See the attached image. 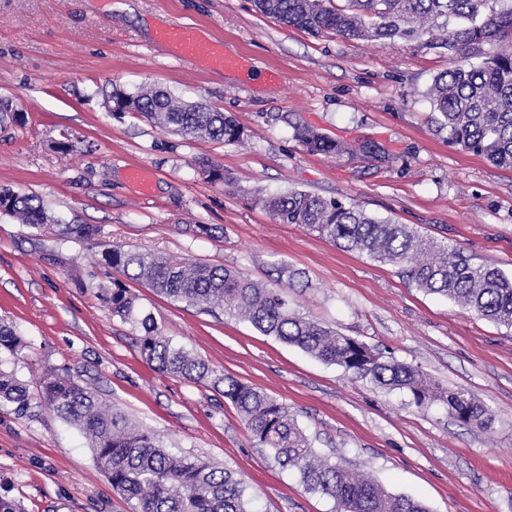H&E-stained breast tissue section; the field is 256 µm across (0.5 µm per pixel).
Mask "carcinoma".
<instances>
[{
  "label": "carcinoma",
  "instance_id": "carcinoma-1",
  "mask_svg": "<svg viewBox=\"0 0 512 512\" xmlns=\"http://www.w3.org/2000/svg\"><path fill=\"white\" fill-rule=\"evenodd\" d=\"M326 2L255 0V6L284 25L316 36L333 33L364 42L403 39L447 51L450 66L434 77L427 91L437 132L446 134L452 147L512 169V0H347L341 8ZM484 44L498 48L477 63L473 58ZM110 99L185 138L229 144L243 138L233 117L185 102L160 87L134 93L115 88ZM295 137L313 154L346 152L341 142L311 129L299 128ZM253 203L281 224H303L343 249L376 262L404 265L418 288L512 329V277L473 263L457 246L424 237L406 224L379 220L354 204L306 191L269 196L258 190ZM0 211L19 215L34 228L59 223L35 197L8 189L0 191ZM95 234L88 224H64L58 241L87 240ZM102 258L106 267L156 293L218 307L247 320L261 334L297 346L379 388L404 390L418 407L443 401L463 423L478 422L485 415L468 391L433 390L415 367L297 314L286 296L239 272L119 246L103 249ZM98 296L112 317L139 330L140 356L157 372L187 383L207 380L216 388L224 386V398L245 422L252 445L268 450L279 466L296 470L306 490L332 498L337 512H428L421 502L390 494L343 464L318 456L284 404L238 379L215 374L203 359L174 344L120 282L98 288ZM26 348L13 327L0 326V350L17 356ZM0 402L13 405L20 414L35 404L76 426L97 468L115 491L134 502V512H253L244 480L208 461L170 452L150 431L106 408L93 391L66 375L45 377L35 399L13 372L0 368Z\"/></svg>",
  "mask_w": 512,
  "mask_h": 512
}]
</instances>
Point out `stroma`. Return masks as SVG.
Returning a JSON list of instances; mask_svg holds the SVG:
<instances>
[{
	"mask_svg": "<svg viewBox=\"0 0 512 512\" xmlns=\"http://www.w3.org/2000/svg\"><path fill=\"white\" fill-rule=\"evenodd\" d=\"M0 0V99L20 111L0 130V189L33 195L95 240L61 246L0 212V323L27 347L10 361L31 394L69 374L167 449L230 470L254 512H336L296 472L252 447L223 394L155 372L136 330L96 294L113 277L102 247L158 253L239 271L287 294L300 314L421 370L486 409L463 425L446 405L411 404L221 309L125 286L158 326L218 374L287 405L316 451L430 512H512V331L424 292L402 266L343 250L251 200L291 189L360 204L448 242L512 276V169L450 147L426 97L448 54L404 40L364 43L288 27L254 0ZM193 26L240 70L183 62L160 28ZM275 72L278 82L266 81ZM164 87L234 117L240 144L187 140L133 112H111L113 87ZM308 127L351 153L307 152ZM379 145L384 160L355 154ZM145 170L143 195L132 177ZM212 227L199 236L194 225ZM0 497L24 512H133L96 467L85 438L41 408L0 404Z\"/></svg>",
	"mask_w": 512,
	"mask_h": 512,
	"instance_id": "stroma-1",
	"label": "stroma"
}]
</instances>
